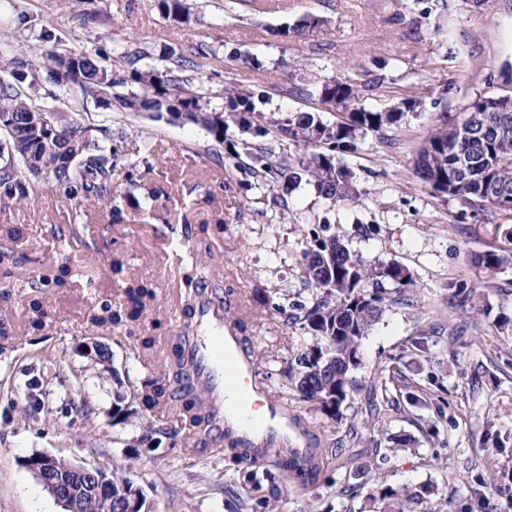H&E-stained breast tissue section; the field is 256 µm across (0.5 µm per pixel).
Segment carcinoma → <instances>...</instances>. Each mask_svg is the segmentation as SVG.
<instances>
[{
  "label": "carcinoma",
  "mask_w": 512,
  "mask_h": 512,
  "mask_svg": "<svg viewBox=\"0 0 512 512\" xmlns=\"http://www.w3.org/2000/svg\"><path fill=\"white\" fill-rule=\"evenodd\" d=\"M160 13L181 22L191 20L185 0H157ZM150 58L145 51L121 53L117 61L128 65L127 74L118 77L110 66L99 64L92 51L60 54L49 51L44 64L58 76V82L77 88L82 99H113L129 114L152 110L157 117L175 113L186 115L188 122L209 133L219 143L230 126H235L250 138L243 148L255 157L251 176L268 187L290 186L306 181L318 191L342 206H350L361 197L352 171L338 160V155L356 147L358 138L369 132L400 126L405 112L416 101L404 102L401 111H374L357 106L360 92L355 87L334 79L316 87L322 103L342 107L345 112L333 123L323 121L312 112H298L286 119L266 116L256 108L255 93L250 88L224 87V104H212L186 74L182 56H170L169 65L160 69L143 65ZM37 70H15L10 78L0 79V116L10 115L16 122L15 134L4 132L12 145V155L0 158V195L17 203L29 197L30 184L23 172L44 174L51 180V189L66 201L77 198L93 200L110 210L112 222L124 221L121 200L127 198L115 177L117 154L106 152L99 138L112 139V127L85 120L77 113L69 122L48 136L34 126V113L40 106L29 102L23 84L35 81ZM490 98L477 96L464 108L463 118L452 122L441 114L430 130L415 161V173L427 185L443 176L448 179V196L456 197L477 209L491 207L512 212V112H496ZM302 151H278L273 141L279 134ZM25 170H20L15 160ZM137 162L127 164L123 173L126 183L143 191V197L153 199L157 189L146 188L138 181ZM512 259V251L504 255L489 251L479 263L493 269ZM208 263L201 259L184 275L186 309L192 310L198 296V286L207 275ZM303 277L306 286L315 289L319 298L310 307L303 305L301 320L318 341L296 356L298 370L292 376L300 400L314 404L331 420H338L341 407L356 391L352 372L360 340L380 319L388 289H401L409 278L406 270L395 262H372L354 253L334 235L310 234L302 254ZM68 265L57 269L53 277L33 276V287L48 288L64 284L70 274ZM112 272L125 280V299L103 307L98 317L102 324L128 328L129 337L143 348V354H153L155 338L135 335L139 320L155 300L154 291L127 274L124 261H112ZM372 283V290L365 283ZM133 400L144 413L169 406L173 393L168 385L152 375L143 379L133 390ZM180 425L193 434L204 436L209 425L205 398H190L179 412ZM113 512H151L143 490L131 478L112 473Z\"/></svg>",
  "instance_id": "cac0c4a2"
}]
</instances>
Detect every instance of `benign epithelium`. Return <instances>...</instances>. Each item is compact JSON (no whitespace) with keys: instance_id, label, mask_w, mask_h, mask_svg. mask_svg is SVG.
<instances>
[{"instance_id":"benign-epithelium-1","label":"benign epithelium","mask_w":512,"mask_h":512,"mask_svg":"<svg viewBox=\"0 0 512 512\" xmlns=\"http://www.w3.org/2000/svg\"><path fill=\"white\" fill-rule=\"evenodd\" d=\"M57 458L38 453L25 460V467L43 484L61 506L62 512H80L82 501L90 496L100 505V512H112V479L96 466L69 464L70 474L55 472Z\"/></svg>"}]
</instances>
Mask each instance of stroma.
Returning a JSON list of instances; mask_svg holds the SVG:
<instances>
[{
  "label": "stroma",
  "mask_w": 512,
  "mask_h": 512,
  "mask_svg": "<svg viewBox=\"0 0 512 512\" xmlns=\"http://www.w3.org/2000/svg\"><path fill=\"white\" fill-rule=\"evenodd\" d=\"M190 23L162 15L156 0H0V65H37L35 103L91 121L110 119L119 154L145 153L137 174L154 200L125 206L124 222L91 200L64 201L45 177L32 179L23 206L0 207V248L19 255V277H0V512H60L22 461L49 453L116 471L139 485L153 512H383L381 494H408L407 512H512V264L484 269L478 258L512 242V213L481 211L436 195L413 172V159L440 113L456 116L476 96L512 95V0H188ZM317 19L306 35L290 28ZM217 51L196 85L264 93L258 109L285 118L337 108L313 91L330 78L361 89L363 103L386 110L416 100L398 128L371 132L342 160L363 191L344 207L303 183L289 191L244 179L248 157L229 156L189 122L129 116L108 102H81L41 67L51 49L117 53L144 49L156 65L168 50ZM87 221L68 235L74 210ZM223 215L212 239V274L237 297V318L256 357V378L287 402L320 441L340 447L318 480L285 476L276 490H253L247 472L273 468L276 456L232 459L221 445L187 451L180 439L147 446L167 414L115 418L117 394L149 375L125 327L96 321L122 295L112 279L121 255L153 288L155 335L172 350L185 321L175 281L192 251L187 226ZM335 234L363 257L396 262L411 282L385 301L382 318L359 346L356 390L339 420L301 401L290 378L295 357L317 338L296 320L312 305L302 277L309 231ZM69 264L62 287L37 290L24 273ZM467 291L458 301L455 291ZM42 325L29 326L31 301ZM283 312H275L273 304ZM95 342L99 351L86 352Z\"/></svg>",
  "instance_id": "1"
}]
</instances>
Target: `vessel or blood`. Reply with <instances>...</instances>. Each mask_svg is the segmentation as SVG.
<instances>
[{
  "label": "vessel or blood",
  "mask_w": 512,
  "mask_h": 512,
  "mask_svg": "<svg viewBox=\"0 0 512 512\" xmlns=\"http://www.w3.org/2000/svg\"><path fill=\"white\" fill-rule=\"evenodd\" d=\"M192 317L196 333L182 349L191 376L171 381L170 389L204 393L211 409L209 441L230 439L264 452L285 449L298 468H312L316 437L257 382L252 350L239 336L228 302L209 283L201 284Z\"/></svg>",
  "instance_id": "b4317fda"
}]
</instances>
